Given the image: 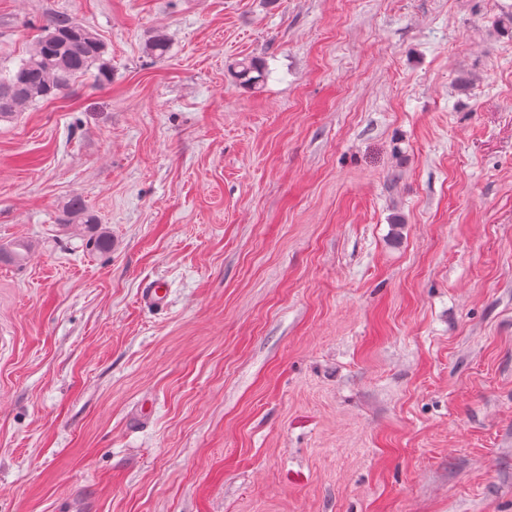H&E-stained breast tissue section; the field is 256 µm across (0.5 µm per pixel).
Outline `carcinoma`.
Here are the masks:
<instances>
[{
  "mask_svg": "<svg viewBox=\"0 0 512 512\" xmlns=\"http://www.w3.org/2000/svg\"><path fill=\"white\" fill-rule=\"evenodd\" d=\"M105 52V44L97 34L71 17H50L29 57L12 69L0 67V121L11 120L28 106L56 97L95 65L98 78H109L110 70L103 63ZM229 70L245 86L255 87L265 80L263 68L252 60L237 61ZM67 209L90 233L94 247L111 248V238L98 230L97 218L84 200L71 199Z\"/></svg>",
  "mask_w": 512,
  "mask_h": 512,
  "instance_id": "1",
  "label": "carcinoma"
}]
</instances>
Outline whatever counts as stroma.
<instances>
[{
  "mask_svg": "<svg viewBox=\"0 0 512 512\" xmlns=\"http://www.w3.org/2000/svg\"><path fill=\"white\" fill-rule=\"evenodd\" d=\"M59 14L111 77L0 122V512H512V0H0V67ZM230 73L245 86L255 87L265 80L263 68L253 60L243 59L230 65ZM67 209L69 213L77 221V224H84V227L91 234L89 240L93 242V246L100 250H108L112 246L111 238L104 232L97 230L98 221L96 216L89 211L84 200L79 197L71 199ZM168 297L167 285L164 281L156 279L144 283L140 292V299L145 306L161 308L166 305Z\"/></svg>",
  "mask_w": 512,
  "mask_h": 512,
  "instance_id": "35a3bbf8",
  "label": "stroma"
}]
</instances>
